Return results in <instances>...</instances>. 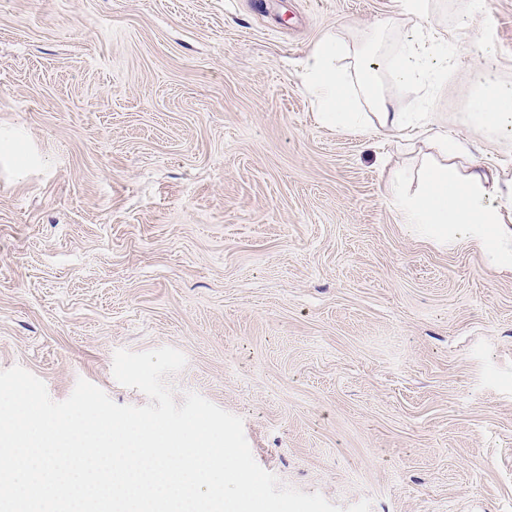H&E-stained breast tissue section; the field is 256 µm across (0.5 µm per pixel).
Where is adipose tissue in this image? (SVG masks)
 Returning <instances> with one entry per match:
<instances>
[{"instance_id": "1", "label": "adipose tissue", "mask_w": 512, "mask_h": 512, "mask_svg": "<svg viewBox=\"0 0 512 512\" xmlns=\"http://www.w3.org/2000/svg\"><path fill=\"white\" fill-rule=\"evenodd\" d=\"M380 23L361 49H352L336 36L321 38L304 66L303 80L323 125L340 126L373 134L391 132L399 137L424 138L429 147L418 173V186L408 191L402 180L391 181L388 195L403 215L404 223L421 231L454 225L460 232L489 234L495 227L512 224V179H502L488 163L469 161L464 142L437 120L433 101L447 82L452 60L467 54L464 42H449L436 28H421L403 40L392 57L381 55L377 34L388 30ZM348 67H341V60ZM390 71L396 95L383 90L382 73ZM364 102L375 118L366 124L357 112ZM473 119L479 126L499 131L512 128V84L493 81L476 97Z\"/></svg>"}]
</instances>
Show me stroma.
I'll return each instance as SVG.
<instances>
[{
    "label": "stroma",
    "instance_id": "stroma-1",
    "mask_svg": "<svg viewBox=\"0 0 512 512\" xmlns=\"http://www.w3.org/2000/svg\"><path fill=\"white\" fill-rule=\"evenodd\" d=\"M428 0L467 43L433 110L512 76V0ZM415 21L400 0H0V370L50 397L141 391L116 351L170 346L282 483L372 512H512V251L440 241L386 196L427 150L319 123L303 64Z\"/></svg>",
    "mask_w": 512,
    "mask_h": 512
}]
</instances>
